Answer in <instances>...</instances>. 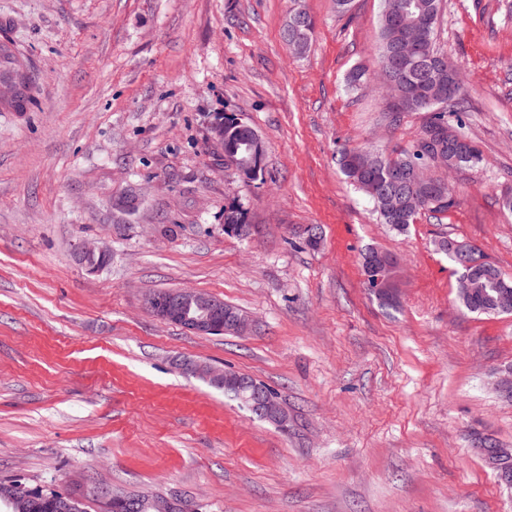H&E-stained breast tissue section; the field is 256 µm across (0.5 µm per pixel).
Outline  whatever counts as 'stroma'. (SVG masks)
<instances>
[{
    "label": "stroma",
    "instance_id": "1",
    "mask_svg": "<svg viewBox=\"0 0 512 512\" xmlns=\"http://www.w3.org/2000/svg\"><path fill=\"white\" fill-rule=\"evenodd\" d=\"M302 3L306 53L282 38ZM381 0H0L34 103L0 112V479L86 494L161 493L191 512H512L476 450L512 448V315L455 302L448 236L512 277V0H441L436 47L461 72L450 125L482 160L448 211L379 224L340 173L342 148L394 156L427 119L378 86ZM366 81L349 89L348 73ZM266 145L243 181L211 123ZM237 205L254 233L224 231ZM320 225L319 249L303 231ZM107 248L96 275L78 240ZM397 260L380 300L367 248ZM192 289L250 319L196 336L147 295ZM273 388L287 429L253 417L182 360Z\"/></svg>",
    "mask_w": 512,
    "mask_h": 512
}]
</instances>
